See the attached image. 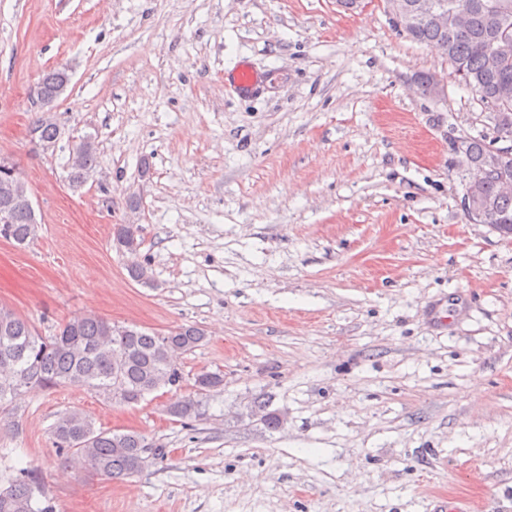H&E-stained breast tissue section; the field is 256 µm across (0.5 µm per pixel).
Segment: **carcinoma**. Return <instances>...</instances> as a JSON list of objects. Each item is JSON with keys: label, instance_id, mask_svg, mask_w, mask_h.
I'll list each match as a JSON object with an SVG mask.
<instances>
[{"label": "carcinoma", "instance_id": "cac0c4a2", "mask_svg": "<svg viewBox=\"0 0 512 512\" xmlns=\"http://www.w3.org/2000/svg\"><path fill=\"white\" fill-rule=\"evenodd\" d=\"M420 43L439 47L460 76L464 85L474 90L481 102L490 99L512 111V54L490 66L492 43L512 44V22L492 28L485 13L476 11L470 27L464 32L445 29L426 18L408 30ZM70 75L64 67H55L42 74L34 97L54 98L68 85ZM500 130L493 127V136L467 138L469 161L479 163L496 142ZM30 141L39 147L59 141L58 124L36 114L29 127ZM78 161L69 165L66 179L78 188L95 172L94 142L83 139L72 149ZM481 195L488 202L482 213L485 224L512 225V195L497 191V177L483 182ZM6 208L9 222L0 223V238L25 247L37 236L38 223L32 214L14 206ZM116 247L131 255L142 244L137 224H117L113 231ZM204 331L194 325L179 327L167 334L145 330L136 325L120 326L92 315L75 316L51 336L39 335L32 323L13 310L0 306V406L12 402L24 387L41 386L48 390L70 385L82 386L119 406L132 407L146 396L179 381L174 357L193 351L203 342ZM224 378L216 373H202L195 379L196 395L170 408V415L189 418L198 411L200 398L218 390ZM55 444L61 460L75 461L82 469L112 480H123L146 468L142 449L153 443L134 430H97L78 411L61 414L55 424ZM44 484L36 469H24L5 488H0V512H53L51 507L38 506L44 495Z\"/></svg>", "mask_w": 512, "mask_h": 512}]
</instances>
